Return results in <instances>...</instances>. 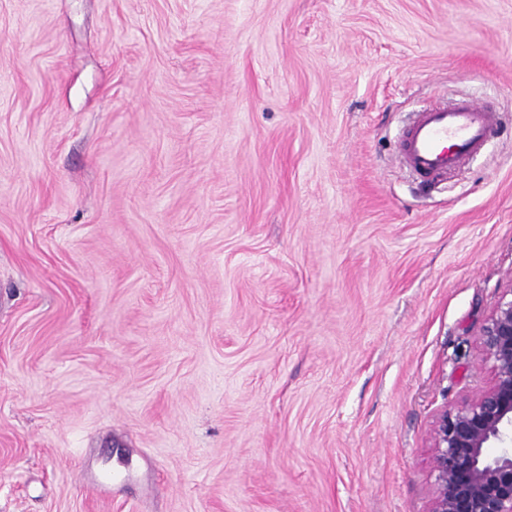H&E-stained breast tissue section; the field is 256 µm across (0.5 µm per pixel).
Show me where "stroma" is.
Returning <instances> with one entry per match:
<instances>
[{
	"label": "stroma",
	"instance_id": "obj_1",
	"mask_svg": "<svg viewBox=\"0 0 512 512\" xmlns=\"http://www.w3.org/2000/svg\"><path fill=\"white\" fill-rule=\"evenodd\" d=\"M511 285L512 0H0V512H429ZM496 115L476 100L417 112L398 138L402 165L429 185L467 167L495 132Z\"/></svg>",
	"mask_w": 512,
	"mask_h": 512
}]
</instances>
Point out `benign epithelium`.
I'll return each instance as SVG.
<instances>
[{"label":"benign epithelium","instance_id":"1","mask_svg":"<svg viewBox=\"0 0 512 512\" xmlns=\"http://www.w3.org/2000/svg\"><path fill=\"white\" fill-rule=\"evenodd\" d=\"M479 347L489 382L432 424L429 512H512V284L486 318Z\"/></svg>","mask_w":512,"mask_h":512}]
</instances>
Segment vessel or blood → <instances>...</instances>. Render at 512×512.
<instances>
[{"mask_svg": "<svg viewBox=\"0 0 512 512\" xmlns=\"http://www.w3.org/2000/svg\"><path fill=\"white\" fill-rule=\"evenodd\" d=\"M496 127V115L475 100H455L417 112L398 138L402 165L429 185L467 167Z\"/></svg>", "mask_w": 512, "mask_h": 512, "instance_id": "b4317fda", "label": "vessel or blood"}]
</instances>
